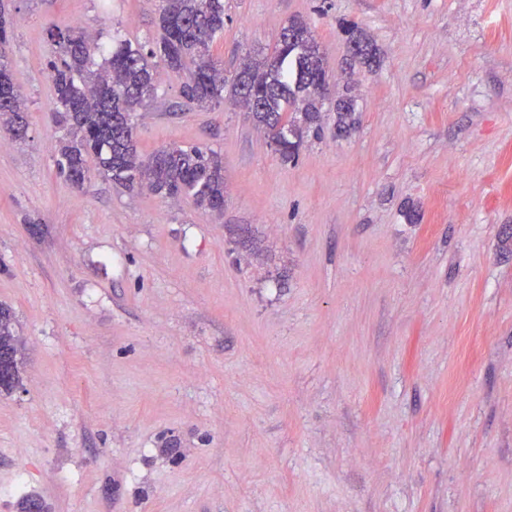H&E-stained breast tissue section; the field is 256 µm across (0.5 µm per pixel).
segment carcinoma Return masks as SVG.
Segmentation results:
<instances>
[{
	"label": "carcinoma",
	"mask_w": 512,
	"mask_h": 512,
	"mask_svg": "<svg viewBox=\"0 0 512 512\" xmlns=\"http://www.w3.org/2000/svg\"><path fill=\"white\" fill-rule=\"evenodd\" d=\"M160 38L151 45L121 40L114 44L77 27L49 30L56 55L49 61L58 124L64 130L57 167L74 185L92 172L128 190L174 198L190 197L204 210L224 213V164L217 151L198 145H172L140 157L135 112L155 98L160 64L184 75L179 94L189 104L218 107L224 89L260 106L257 121L268 139L281 146L284 161L298 156L303 125L317 122L330 91L325 59L307 24L288 40L281 29L275 50L261 62L247 63L232 77L216 61L212 45L224 33V0H160ZM13 22L0 8V130L16 138L28 131L27 108L8 58ZM349 43L363 46L358 63L374 59L370 42L357 26L345 28ZM0 349L4 370L20 377L19 338L12 309L0 304Z\"/></svg>",
	"instance_id": "1"
}]
</instances>
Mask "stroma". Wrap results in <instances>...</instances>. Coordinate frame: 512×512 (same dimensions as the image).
<instances>
[{
    "instance_id": "35a3bbf8",
    "label": "stroma",
    "mask_w": 512,
    "mask_h": 512,
    "mask_svg": "<svg viewBox=\"0 0 512 512\" xmlns=\"http://www.w3.org/2000/svg\"><path fill=\"white\" fill-rule=\"evenodd\" d=\"M7 5L0 512H512V0H224L225 74L305 20L355 125L286 162L159 68L138 149L218 150L220 216L57 170L49 26L151 42L156 0ZM13 22L0 8V130L6 129L16 138H24L28 131L27 108L18 91L8 58ZM0 349L4 351L3 366L5 372L20 380L22 358L20 355L19 338L16 332V320L12 309L0 304Z\"/></svg>"
}]
</instances>
